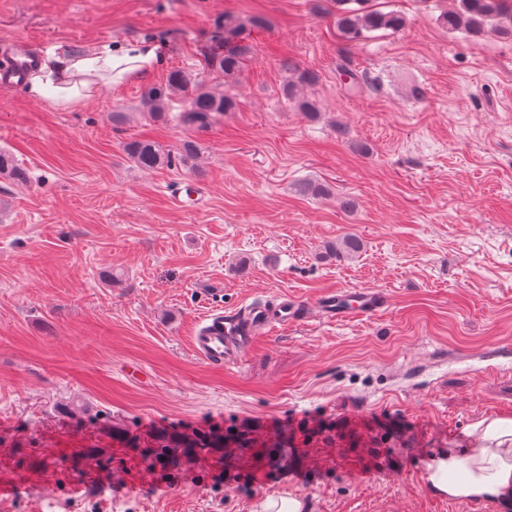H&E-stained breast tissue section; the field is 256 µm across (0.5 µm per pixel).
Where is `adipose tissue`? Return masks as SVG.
I'll use <instances>...</instances> for the list:
<instances>
[{
    "instance_id": "1",
    "label": "adipose tissue",
    "mask_w": 512,
    "mask_h": 512,
    "mask_svg": "<svg viewBox=\"0 0 512 512\" xmlns=\"http://www.w3.org/2000/svg\"><path fill=\"white\" fill-rule=\"evenodd\" d=\"M160 58L159 46L149 42L103 44L81 54L59 42L28 76L26 91L51 107H69L95 93L94 76L108 74L114 85L142 80ZM427 480L448 497L492 502L512 512V420L487 416L475 422L463 449L449 451Z\"/></svg>"
}]
</instances>
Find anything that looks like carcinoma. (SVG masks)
Segmentation results:
<instances>
[{"mask_svg":"<svg viewBox=\"0 0 512 512\" xmlns=\"http://www.w3.org/2000/svg\"><path fill=\"white\" fill-rule=\"evenodd\" d=\"M336 3V27L344 39L356 41L365 33L377 30L398 31L403 28L402 14L383 12L372 6L373 0H334ZM439 21L451 31L463 29L479 37L493 32L502 38L512 39V0H454L451 9L444 12ZM256 27L266 26L264 19L253 17L247 22ZM232 16H224V51L210 57L209 65L221 76L237 74L243 67L249 53L246 45H234L232 41L247 24ZM316 81V74L302 70L283 86V94L297 103L298 108L310 116H316L320 109L315 100L301 95V87ZM175 96L186 99L179 112V121L187 129L201 130L210 127L218 117L235 109L237 99L221 85L205 86L192 75L182 70L170 71L166 83L149 86L142 90V112L152 120L165 117L168 102ZM125 152L135 166L155 169L171 163V154L165 153L154 142L135 139L126 143ZM0 175L21 180L25 172L15 157L6 150H0ZM362 243L356 237H347L340 243L327 246L331 253L347 257L355 256Z\"/></svg>","mask_w":512,"mask_h":512,"instance_id":"carcinoma-1","label":"carcinoma"}]
</instances>
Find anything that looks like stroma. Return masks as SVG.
Returning <instances> with one entry per match:
<instances>
[{
  "instance_id": "obj_1",
  "label": "stroma",
  "mask_w": 512,
  "mask_h": 512,
  "mask_svg": "<svg viewBox=\"0 0 512 512\" xmlns=\"http://www.w3.org/2000/svg\"><path fill=\"white\" fill-rule=\"evenodd\" d=\"M451 5L384 0L404 28L348 42L330 0H0V41L162 53L145 83L68 109L0 88V150L27 172L0 177V512H261L298 493L310 512H498L425 482L478 419L512 418V358L487 354L512 347V40L448 31ZM228 15L267 26L241 31L223 82L208 53ZM174 69L236 110L204 130L139 118L143 84ZM296 69L317 75L318 117L283 95ZM134 139L174 163L134 166ZM191 182L188 210L172 192ZM346 236L357 256L326 254ZM344 288L386 305L264 331L234 366L192 350L206 314Z\"/></svg>"
}]
</instances>
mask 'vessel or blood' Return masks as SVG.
I'll return each mask as SVG.
<instances>
[{
  "label": "vessel or blood",
  "instance_id": "obj_1",
  "mask_svg": "<svg viewBox=\"0 0 512 512\" xmlns=\"http://www.w3.org/2000/svg\"><path fill=\"white\" fill-rule=\"evenodd\" d=\"M38 63L36 51L22 44L11 45L8 53L0 57V85L20 87L26 74ZM384 306V293L370 288L331 291L312 304L288 300L271 305L255 303L229 317L205 316L198 323L191 344L207 366H232L241 361L250 338L264 329L317 318L371 315Z\"/></svg>",
  "mask_w": 512,
  "mask_h": 512
}]
</instances>
